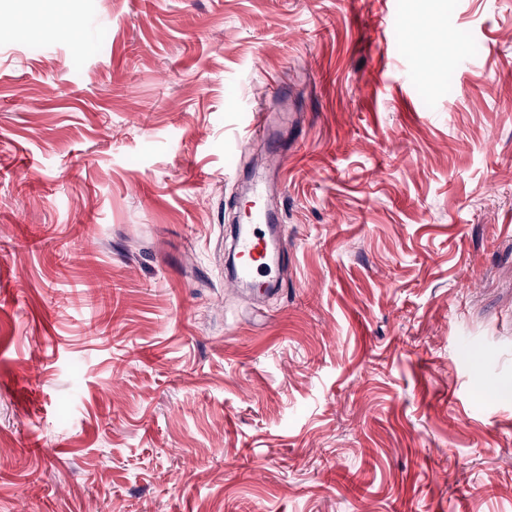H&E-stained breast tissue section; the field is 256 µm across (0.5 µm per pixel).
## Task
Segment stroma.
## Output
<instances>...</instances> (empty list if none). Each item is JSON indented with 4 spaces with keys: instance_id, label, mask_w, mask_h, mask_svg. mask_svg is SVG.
<instances>
[{
    "instance_id": "obj_1",
    "label": "stroma",
    "mask_w": 512,
    "mask_h": 512,
    "mask_svg": "<svg viewBox=\"0 0 512 512\" xmlns=\"http://www.w3.org/2000/svg\"><path fill=\"white\" fill-rule=\"evenodd\" d=\"M63 23L0 39V512H512V0ZM245 175L273 295L224 284Z\"/></svg>"
}]
</instances>
